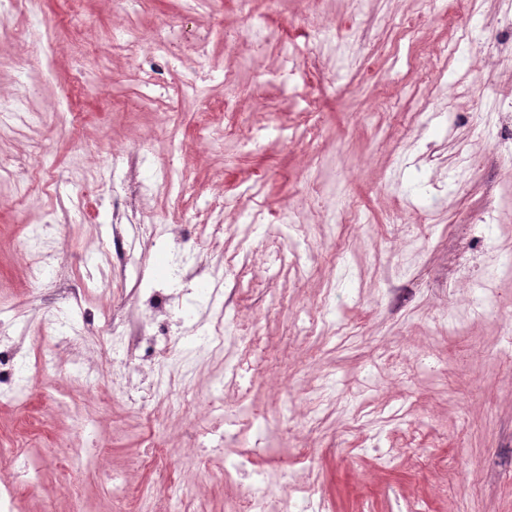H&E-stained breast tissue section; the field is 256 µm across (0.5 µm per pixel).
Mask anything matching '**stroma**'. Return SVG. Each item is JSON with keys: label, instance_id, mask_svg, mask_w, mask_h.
Returning <instances> with one entry per match:
<instances>
[{"label": "stroma", "instance_id": "35a3bbf8", "mask_svg": "<svg viewBox=\"0 0 512 512\" xmlns=\"http://www.w3.org/2000/svg\"><path fill=\"white\" fill-rule=\"evenodd\" d=\"M251 10L260 43L238 0H39L58 45L28 100L39 118L0 132L14 173L0 181V324L19 351L17 382L0 384V479L18 512H235L250 480L225 483L223 458L203 463L190 440L219 398L270 422L286 452L255 464L279 474L280 496L305 487L324 512H512V111L497 100L512 92V0ZM316 21L337 31L317 51ZM200 29L209 75L179 101ZM172 31L181 72L137 109L140 72ZM286 51L301 66L285 84ZM255 129L261 147L244 148ZM408 222L423 227L412 260ZM35 237L56 253L37 283ZM179 259L191 275L178 282ZM230 262L247 275L227 277ZM489 277L499 299L478 317ZM233 317L257 332L246 394L207 343ZM51 318L78 335L43 331ZM172 336L190 389L177 409L148 390ZM118 356L130 373L116 391ZM25 464L38 482L14 483ZM106 469L124 475L125 501Z\"/></svg>", "mask_w": 512, "mask_h": 512}]
</instances>
